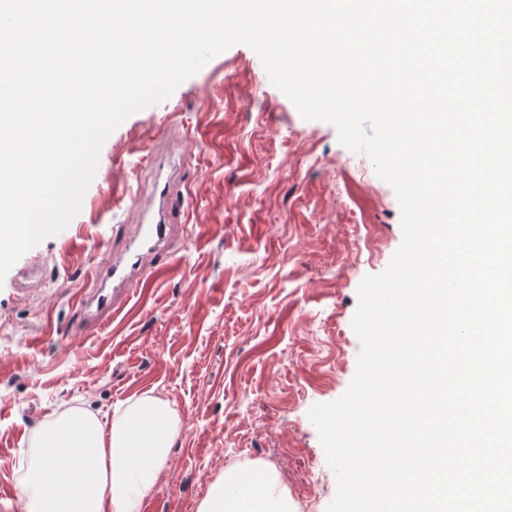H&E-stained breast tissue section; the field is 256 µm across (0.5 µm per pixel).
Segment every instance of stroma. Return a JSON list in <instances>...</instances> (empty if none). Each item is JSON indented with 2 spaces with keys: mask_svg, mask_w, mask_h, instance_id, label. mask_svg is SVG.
I'll return each instance as SVG.
<instances>
[{
  "mask_svg": "<svg viewBox=\"0 0 512 512\" xmlns=\"http://www.w3.org/2000/svg\"><path fill=\"white\" fill-rule=\"evenodd\" d=\"M158 153L180 164L166 273L83 330L79 299L138 224ZM402 238L368 156L303 119L249 47L215 56L106 139L79 214L21 257L38 288L0 281V485L23 482L56 413L108 423L150 392L180 417L151 512H198L225 471L251 467L275 474L292 512H326L336 479L308 411L349 387L359 285Z\"/></svg>",
  "mask_w": 512,
  "mask_h": 512,
  "instance_id": "35a3bbf8",
  "label": "stroma"
}]
</instances>
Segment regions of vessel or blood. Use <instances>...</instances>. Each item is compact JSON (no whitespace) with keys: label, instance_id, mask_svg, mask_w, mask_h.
Instances as JSON below:
<instances>
[{"label":"vessel or blood","instance_id":"vessel-or-blood-1","mask_svg":"<svg viewBox=\"0 0 512 512\" xmlns=\"http://www.w3.org/2000/svg\"><path fill=\"white\" fill-rule=\"evenodd\" d=\"M173 196L172 181H155L151 198L140 201L142 214L155 211L157 203H165ZM159 219L151 224H140L139 231L126 248L114 254L105 271L99 272V281H112L111 293L96 291L81 303L82 322L89 327L101 326L106 313L114 310L118 300L128 297V283L138 280L145 267L159 254L168 250L173 226L169 211L159 212Z\"/></svg>","mask_w":512,"mask_h":512}]
</instances>
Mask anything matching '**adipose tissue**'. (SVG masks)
<instances>
[{"label": "adipose tissue", "mask_w": 512, "mask_h": 512, "mask_svg": "<svg viewBox=\"0 0 512 512\" xmlns=\"http://www.w3.org/2000/svg\"><path fill=\"white\" fill-rule=\"evenodd\" d=\"M169 402L135 399L103 424L87 408H70L44 423L33 439L31 471L21 496L27 512H139L179 433ZM199 512H290L272 473L231 470Z\"/></svg>", "instance_id": "obj_1"}]
</instances>
